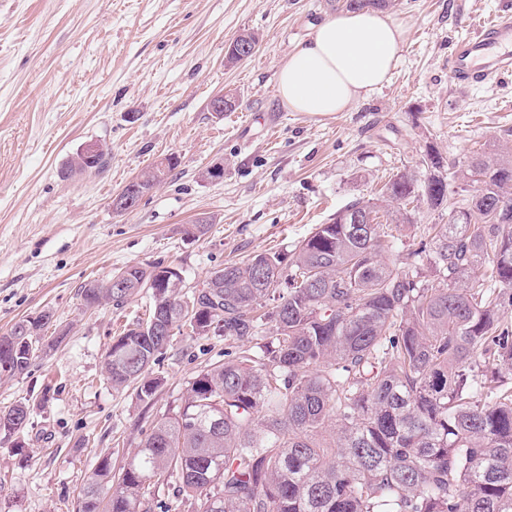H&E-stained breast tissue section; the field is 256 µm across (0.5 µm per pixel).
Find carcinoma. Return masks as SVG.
<instances>
[{"label":"carcinoma","instance_id":"obj_1","mask_svg":"<svg viewBox=\"0 0 512 512\" xmlns=\"http://www.w3.org/2000/svg\"><path fill=\"white\" fill-rule=\"evenodd\" d=\"M76 153L67 174L105 166ZM141 176L149 192L177 166ZM468 196L448 223L408 246L383 224L411 223L407 205ZM379 214L355 200L290 255L257 253L221 268V287L157 288L146 321L104 355L105 379L141 401L171 329L250 344L194 377L178 409L157 417L118 471L99 461L75 512H169L151 480L191 512H512V151L477 149L446 178L392 176ZM371 224L356 232L349 215ZM428 263L434 279L422 276ZM165 265H129L79 288L86 309L123 306ZM192 308L191 320L183 310ZM51 314L0 335V361L20 375L43 350ZM33 409L0 413L23 432Z\"/></svg>","mask_w":512,"mask_h":512}]
</instances>
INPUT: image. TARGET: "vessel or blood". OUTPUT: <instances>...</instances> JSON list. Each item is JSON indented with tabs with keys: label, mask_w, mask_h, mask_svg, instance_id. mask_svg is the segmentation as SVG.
<instances>
[{
	"label": "vessel or blood",
	"mask_w": 512,
	"mask_h": 512,
	"mask_svg": "<svg viewBox=\"0 0 512 512\" xmlns=\"http://www.w3.org/2000/svg\"><path fill=\"white\" fill-rule=\"evenodd\" d=\"M458 88L468 89L512 72V15L498 16L458 41L448 57Z\"/></svg>",
	"instance_id": "vessel-or-blood-1"
}]
</instances>
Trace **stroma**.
Instances as JSON below:
<instances>
[{
	"mask_svg": "<svg viewBox=\"0 0 512 512\" xmlns=\"http://www.w3.org/2000/svg\"><path fill=\"white\" fill-rule=\"evenodd\" d=\"M343 0H0V334L53 315L46 353L0 377V411L34 406L17 454L0 435V512H72L96 463L120 467L188 384L238 349L217 335L173 336L154 365L165 382L150 403L107 383L114 339L146 318L140 294L122 308L85 310L80 286L128 265L163 262L198 287L210 272L262 252L292 251L336 211L382 202L390 177L471 150L512 148V74L459 90L454 41L512 13V0H395L406 39L389 82L352 111L291 112L277 92L282 60ZM257 40L225 61L229 42ZM234 111L215 116L220 93ZM89 142L98 172L62 177ZM168 177L131 210L126 184L166 156ZM224 169L221 179L207 177ZM210 218L201 238L185 234Z\"/></svg>",
	"mask_w": 512,
	"mask_h": 512,
	"instance_id": "35a3bbf8",
	"label": "stroma"
}]
</instances>
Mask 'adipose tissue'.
<instances>
[{
  "mask_svg": "<svg viewBox=\"0 0 512 512\" xmlns=\"http://www.w3.org/2000/svg\"><path fill=\"white\" fill-rule=\"evenodd\" d=\"M404 35V26L378 9L344 10L320 21L280 65L282 103L313 115L350 111L388 82Z\"/></svg>",
  "mask_w": 512,
  "mask_h": 512,
  "instance_id": "1",
  "label": "adipose tissue"
}]
</instances>
